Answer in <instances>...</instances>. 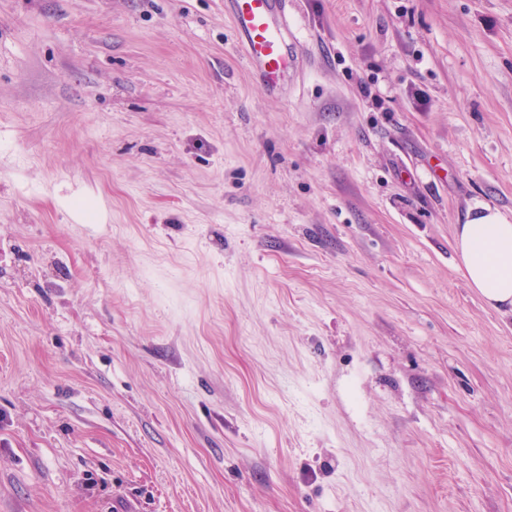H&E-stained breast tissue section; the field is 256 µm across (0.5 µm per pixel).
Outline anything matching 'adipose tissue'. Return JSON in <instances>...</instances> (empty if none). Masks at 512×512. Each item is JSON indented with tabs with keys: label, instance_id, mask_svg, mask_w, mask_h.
<instances>
[{
	"label": "adipose tissue",
	"instance_id": "ef3b65f1",
	"mask_svg": "<svg viewBox=\"0 0 512 512\" xmlns=\"http://www.w3.org/2000/svg\"><path fill=\"white\" fill-rule=\"evenodd\" d=\"M455 247L469 287L493 308H512V219L478 207L457 226Z\"/></svg>",
	"mask_w": 512,
	"mask_h": 512
}]
</instances>
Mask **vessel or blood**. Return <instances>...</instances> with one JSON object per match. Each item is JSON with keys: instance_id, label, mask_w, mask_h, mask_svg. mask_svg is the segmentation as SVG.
Masks as SVG:
<instances>
[{"instance_id": "vessel-or-blood-1", "label": "vessel or blood", "mask_w": 512, "mask_h": 512, "mask_svg": "<svg viewBox=\"0 0 512 512\" xmlns=\"http://www.w3.org/2000/svg\"><path fill=\"white\" fill-rule=\"evenodd\" d=\"M288 0H227L249 66L272 91L280 90L292 62Z\"/></svg>"}]
</instances>
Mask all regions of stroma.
Returning <instances> with one entry per match:
<instances>
[{
	"mask_svg": "<svg viewBox=\"0 0 512 512\" xmlns=\"http://www.w3.org/2000/svg\"><path fill=\"white\" fill-rule=\"evenodd\" d=\"M0 0V512H512V0ZM249 66L270 91L287 81L292 62L288 0H227ZM455 247L469 287L493 308H512V220L477 207L457 226Z\"/></svg>",
	"mask_w": 512,
	"mask_h": 512,
	"instance_id": "35a3bbf8",
	"label": "stroma"
}]
</instances>
